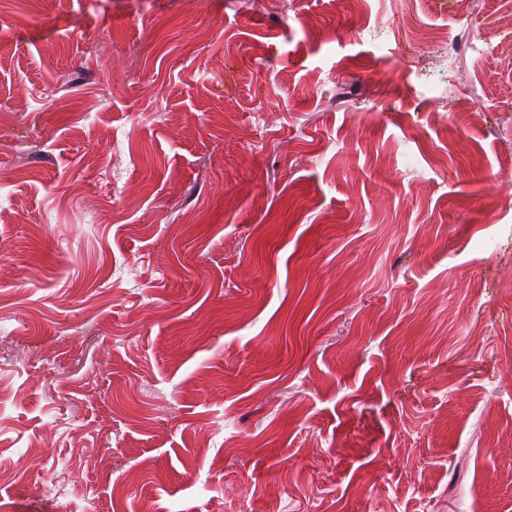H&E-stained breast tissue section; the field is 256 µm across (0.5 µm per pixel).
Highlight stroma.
Here are the masks:
<instances>
[{
    "label": "stroma",
    "mask_w": 512,
    "mask_h": 512,
    "mask_svg": "<svg viewBox=\"0 0 512 512\" xmlns=\"http://www.w3.org/2000/svg\"><path fill=\"white\" fill-rule=\"evenodd\" d=\"M507 11L0 0V512H512Z\"/></svg>",
    "instance_id": "obj_1"
}]
</instances>
